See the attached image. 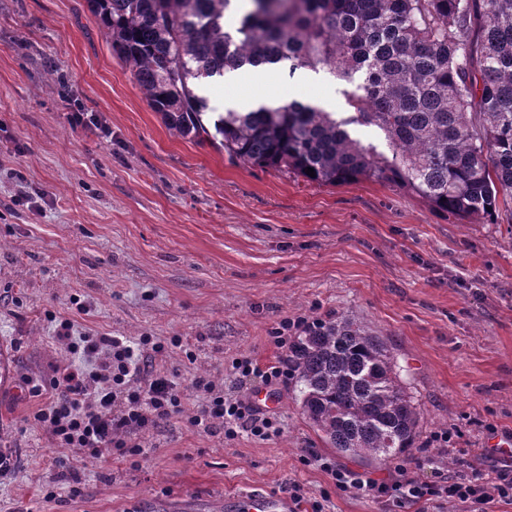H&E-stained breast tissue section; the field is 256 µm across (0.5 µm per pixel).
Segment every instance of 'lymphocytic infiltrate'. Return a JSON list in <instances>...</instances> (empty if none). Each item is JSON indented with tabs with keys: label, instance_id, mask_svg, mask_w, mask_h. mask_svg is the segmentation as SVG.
I'll list each match as a JSON object with an SVG mask.
<instances>
[{
	"label": "lymphocytic infiltrate",
	"instance_id": "f902f5d3",
	"mask_svg": "<svg viewBox=\"0 0 512 512\" xmlns=\"http://www.w3.org/2000/svg\"><path fill=\"white\" fill-rule=\"evenodd\" d=\"M306 325L303 319L281 321L273 331V341L283 351L277 363L263 367L253 358H237L232 363L237 382L261 384L271 394L286 386L293 374L284 354L293 342L290 332ZM55 335L71 353L94 361L88 370L56 366L47 384H34L29 389L31 396L47 398L34 419L45 426L51 442L64 451L56 467L65 474L75 472L80 461L112 455L124 459L144 456V448L131 436L182 413V393L177 384L167 376L145 373L141 348L123 338L75 335L68 319L57 320ZM194 386L205 397L191 418L193 425L208 431L221 428L229 440L242 430L263 440L279 435L281 428L271 411L240 397L224 395L204 375L196 377ZM70 448L77 450V457L67 456ZM482 455L491 461V470L459 458L455 475L440 472L431 481L401 465L381 478L324 458L319 465L337 490L368 496L398 512L412 505L445 501L463 507L464 512H486L487 505L495 500L512 502V448H486Z\"/></svg>",
	"mask_w": 512,
	"mask_h": 512
}]
</instances>
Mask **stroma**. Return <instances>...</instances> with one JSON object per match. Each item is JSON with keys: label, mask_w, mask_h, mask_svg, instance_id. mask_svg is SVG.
<instances>
[{"label": "stroma", "mask_w": 512, "mask_h": 512, "mask_svg": "<svg viewBox=\"0 0 512 512\" xmlns=\"http://www.w3.org/2000/svg\"><path fill=\"white\" fill-rule=\"evenodd\" d=\"M346 87L300 70L228 74L201 92L220 112L229 101L292 100L343 112ZM77 108L102 115L111 141L72 128ZM55 316L80 335L164 343L145 362L183 395L182 416L137 434L145 457L87 464L75 497L54 464L61 449L33 420L45 400L27 388L72 360ZM341 318L391 349L422 416L403 459L420 477L435 468L434 432L451 431L464 457L512 434L511 212L462 223L373 179L318 186L241 166L165 126L86 0H0V348L11 356L0 384L11 460L0 512H244L249 493L295 485L324 512H389L301 463L337 455L293 388L273 406L281 433L269 440H228L190 422L196 376L241 395L233 360L275 364L270 332L281 321Z\"/></svg>", "instance_id": "1"}]
</instances>
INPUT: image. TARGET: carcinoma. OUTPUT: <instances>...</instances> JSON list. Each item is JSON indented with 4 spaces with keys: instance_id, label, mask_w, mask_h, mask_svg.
<instances>
[{
    "instance_id": "1",
    "label": "carcinoma",
    "mask_w": 512,
    "mask_h": 512,
    "mask_svg": "<svg viewBox=\"0 0 512 512\" xmlns=\"http://www.w3.org/2000/svg\"><path fill=\"white\" fill-rule=\"evenodd\" d=\"M86 2L148 106L183 138L312 184L399 185L469 224L512 204V0ZM299 69L352 84L347 115L298 101L215 112L199 92L227 72ZM352 125L374 128L387 151ZM288 357L296 402L336 455L374 465L416 447L420 413L382 337L321 321Z\"/></svg>"
}]
</instances>
